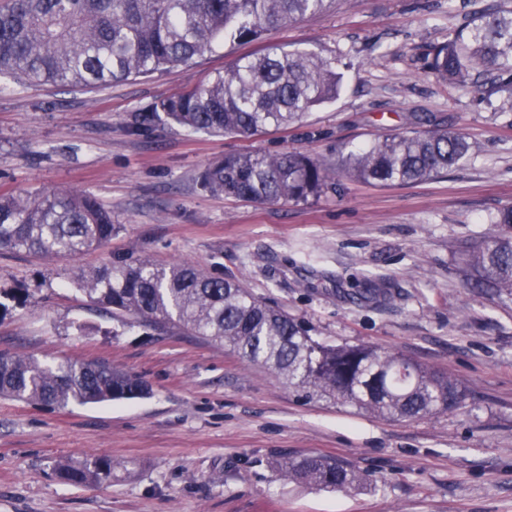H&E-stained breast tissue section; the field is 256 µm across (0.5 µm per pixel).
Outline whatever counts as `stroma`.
I'll return each mask as SVG.
<instances>
[{
	"label": "stroma",
	"mask_w": 512,
	"mask_h": 512,
	"mask_svg": "<svg viewBox=\"0 0 512 512\" xmlns=\"http://www.w3.org/2000/svg\"><path fill=\"white\" fill-rule=\"evenodd\" d=\"M512 0H333L267 42L348 62L332 102L281 130L192 132L135 115L205 83L259 43L109 85L0 78V193L76 190L112 211L104 246L74 260L0 252V352L102 360L139 375L144 399L50 409L0 397V512H512V299L465 287L457 255L512 205V89L453 88L434 48L478 11ZM448 128L469 157L391 185L342 180L308 203L202 190L224 156L301 151L329 162L389 132ZM146 257L241 282L318 339L370 344L451 374L454 411L396 421L306 400L228 347L99 311L80 270ZM316 454L361 471L356 491L282 478ZM107 457L106 484L61 482L65 461Z\"/></svg>",
	"instance_id": "35a3bbf8"
}]
</instances>
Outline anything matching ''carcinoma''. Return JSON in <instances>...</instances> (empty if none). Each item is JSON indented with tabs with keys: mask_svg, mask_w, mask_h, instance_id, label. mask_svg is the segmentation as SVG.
<instances>
[{
	"mask_svg": "<svg viewBox=\"0 0 512 512\" xmlns=\"http://www.w3.org/2000/svg\"><path fill=\"white\" fill-rule=\"evenodd\" d=\"M333 0H5L0 5V76L28 85H93L186 64L217 41L261 42L281 25L323 11ZM339 61L266 44L224 73L164 99L134 117L138 133L154 119L193 131L251 136L295 123L339 94ZM430 69L450 85L493 84L512 73V11L479 13L434 49ZM471 151L456 132L389 133L338 154L330 164L300 151L229 155L200 175V186L262 203H307L337 192L342 178L393 184L439 176ZM499 229L458 249L463 282L512 296V206ZM112 211L95 197L55 191L38 198L0 194V251L74 259L112 237ZM87 299L115 314L181 329L237 351L300 390L365 412L413 419L458 408L466 388L452 375L368 344L319 340L281 308L235 280L187 265L146 258L82 271ZM141 378L104 361L54 363L0 354V397L65 408L145 397ZM280 476L309 485L356 490L366 477L319 455L278 464ZM68 482L112 480L105 457L63 463Z\"/></svg>",
	"mask_w": 512,
	"mask_h": 512,
	"instance_id": "obj_1",
	"label": "carcinoma"
}]
</instances>
